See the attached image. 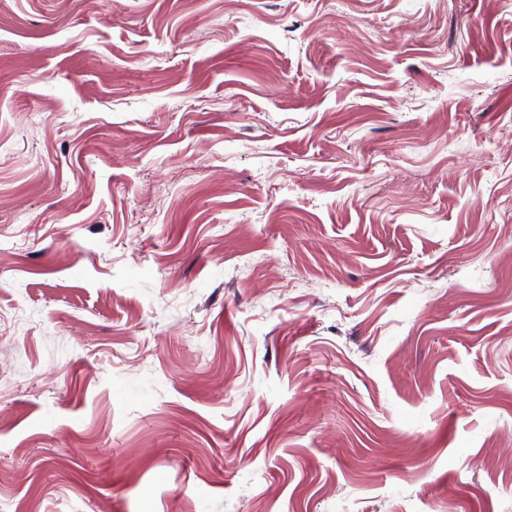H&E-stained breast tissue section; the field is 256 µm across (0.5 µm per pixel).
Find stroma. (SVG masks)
I'll return each mask as SVG.
<instances>
[{
	"mask_svg": "<svg viewBox=\"0 0 512 512\" xmlns=\"http://www.w3.org/2000/svg\"><path fill=\"white\" fill-rule=\"evenodd\" d=\"M0 512H512V0H0Z\"/></svg>",
	"mask_w": 512,
	"mask_h": 512,
	"instance_id": "obj_1",
	"label": "stroma"
}]
</instances>
